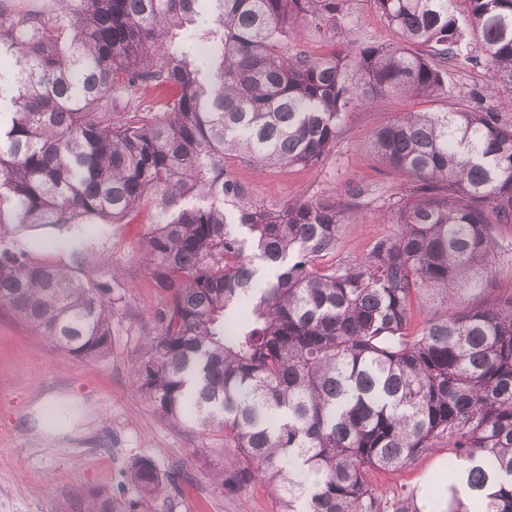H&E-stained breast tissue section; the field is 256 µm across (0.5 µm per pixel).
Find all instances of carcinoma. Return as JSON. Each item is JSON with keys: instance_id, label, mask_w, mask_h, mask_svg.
<instances>
[{"instance_id": "cac0c4a2", "label": "carcinoma", "mask_w": 512, "mask_h": 512, "mask_svg": "<svg viewBox=\"0 0 512 512\" xmlns=\"http://www.w3.org/2000/svg\"><path fill=\"white\" fill-rule=\"evenodd\" d=\"M342 2L0 0V230L148 215L140 248L165 297L138 390L168 421L224 430L236 453L220 488L264 484L274 512H410L369 474L446 443L448 512H469L459 483L512 512V294L489 287L496 226L512 224V120L464 104L379 127L373 150L401 183L395 230L323 268L364 187L352 205L259 211L224 171L229 156L315 167L347 110L445 96L452 62L483 59L512 100V0H373L399 41L284 43L299 22L342 27ZM436 298L442 312L412 328ZM113 301L0 237V305L69 354L106 356ZM130 477L144 497L162 483L146 457ZM86 512L112 501L93 489Z\"/></svg>"}]
</instances>
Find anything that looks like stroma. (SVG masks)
Here are the masks:
<instances>
[{
  "label": "stroma",
  "instance_id": "35a3bbf8",
  "mask_svg": "<svg viewBox=\"0 0 512 512\" xmlns=\"http://www.w3.org/2000/svg\"><path fill=\"white\" fill-rule=\"evenodd\" d=\"M347 8L350 29L326 40L302 25L294 30L293 43L313 54H344L356 41L394 39L371 0H349ZM475 90L499 111H512L490 85L485 65L457 63L448 68L447 97H388L372 107H354L335 149L316 167L260 169L237 161L227 173L261 205L299 199L344 203L349 187H368L377 201L357 208L335 253L339 260L360 256L373 240L392 232L382 221L380 199L397 189L394 175L371 151L372 131L402 112L445 111L468 101ZM145 230L142 224H82L7 232L13 248L33 259L110 283L116 301L112 348L94 360L68 354L0 305V512H85L92 488L111 495L116 512H273L274 501L263 485L228 491L216 484L215 473L235 453L222 429L172 424L138 391L135 358L151 327L150 315L163 301L139 250ZM67 239L79 245L80 258L64 248ZM58 396L69 398L70 414L86 433L57 440L35 430V409L53 417L52 400ZM139 457L150 458L165 477L178 471V484L165 480L153 497H142L130 479V465Z\"/></svg>",
  "mask_w": 512,
  "mask_h": 512
}]
</instances>
